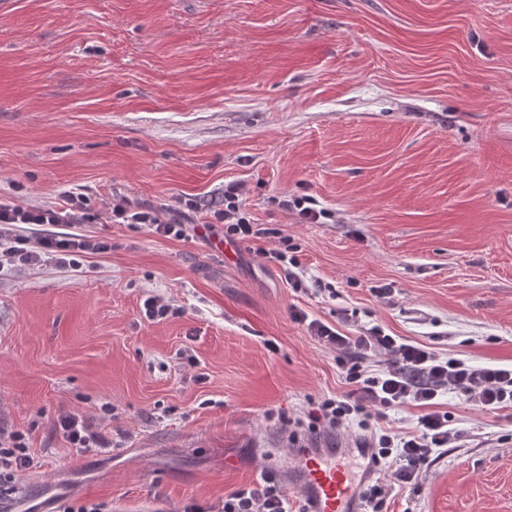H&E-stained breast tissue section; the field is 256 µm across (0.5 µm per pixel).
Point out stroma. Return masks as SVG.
Wrapping results in <instances>:
<instances>
[{
    "mask_svg": "<svg viewBox=\"0 0 512 512\" xmlns=\"http://www.w3.org/2000/svg\"><path fill=\"white\" fill-rule=\"evenodd\" d=\"M232 182L270 234L230 259L109 221L190 198L202 223ZM72 192L111 251L0 271V421L37 463L20 484L54 512H217L264 468L287 481L275 413L348 390L295 311L512 365V0H0V201ZM284 236L291 276L259 255ZM150 295L174 315L147 320ZM441 403L468 441L389 512H512V409ZM64 413L111 453L70 448ZM272 204L279 208L295 211L298 223L301 224H323V220H330L331 213L324 208H316L317 202L313 197H301L293 200L272 198ZM55 429L70 444L71 448L84 454L110 453L112 441L104 436L93 419L71 413L61 414Z\"/></svg>",
    "mask_w": 512,
    "mask_h": 512,
    "instance_id": "1",
    "label": "stroma"
}]
</instances>
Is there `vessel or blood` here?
Segmentation results:
<instances>
[{
	"mask_svg": "<svg viewBox=\"0 0 512 512\" xmlns=\"http://www.w3.org/2000/svg\"><path fill=\"white\" fill-rule=\"evenodd\" d=\"M303 473L291 489L302 512H362L359 484L332 451L310 452L301 458Z\"/></svg>",
	"mask_w": 512,
	"mask_h": 512,
	"instance_id": "1",
	"label": "vessel or blood"
}]
</instances>
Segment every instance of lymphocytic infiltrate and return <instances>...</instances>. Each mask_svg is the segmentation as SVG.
<instances>
[{"label":"lymphocytic infiltrate","mask_w":512,"mask_h":512,"mask_svg":"<svg viewBox=\"0 0 512 512\" xmlns=\"http://www.w3.org/2000/svg\"><path fill=\"white\" fill-rule=\"evenodd\" d=\"M180 209L172 205L134 208L113 204L110 218L116 224H140L149 232L182 238L187 227ZM83 196L67 195L63 203L48 207H23L0 202V269L22 268L52 263L79 267L84 258L111 250L102 237L64 232V225L92 222ZM222 224L226 241L238 244L268 236V229L253 224L243 203V188L229 183L224 187V206L214 211L205 229ZM26 224H48L52 230L37 244L22 236ZM296 321L307 323L320 346L335 354L345 368L348 393L315 402L308 413L310 433L321 434L354 428L355 446L367 461L370 479L361 496L363 512H383L393 492L415 495L431 462L451 448L462 447L463 434L451 428L448 412L441 410L439 397L456 393L485 412L512 409V367L477 366L460 358L442 357L431 349L385 332L380 326L364 329L356 336L340 333L305 312H294ZM413 406L421 414L410 432L383 430L379 421L390 411ZM56 430L77 451L108 453L111 441L93 419L71 413L59 416ZM35 461L17 432L0 430V479L17 492L15 479L32 469ZM274 472H265L255 486L236 490L224 499L220 512H289Z\"/></svg>","instance_id":"lymphocytic-infiltrate-1"}]
</instances>
